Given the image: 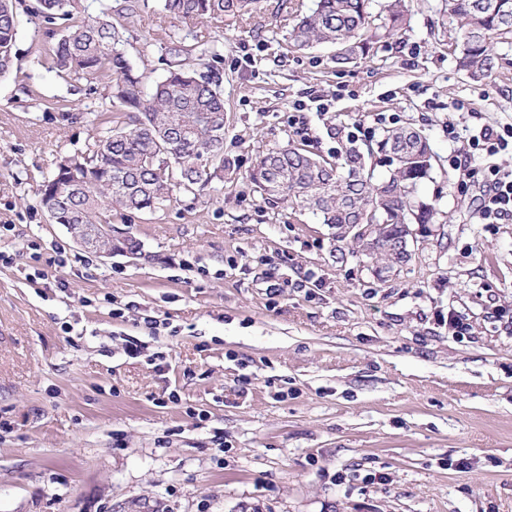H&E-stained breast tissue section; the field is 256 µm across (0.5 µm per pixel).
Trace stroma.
I'll return each mask as SVG.
<instances>
[{
	"instance_id": "1",
	"label": "stroma",
	"mask_w": 512,
	"mask_h": 512,
	"mask_svg": "<svg viewBox=\"0 0 512 512\" xmlns=\"http://www.w3.org/2000/svg\"><path fill=\"white\" fill-rule=\"evenodd\" d=\"M312 5L187 27L145 0L125 19L148 89L164 35L209 43L237 167L113 210L135 261L78 249L39 203L115 114L104 83L56 75L55 36L19 12L0 76V512H512V220L479 223L481 179L459 166L481 126L512 124V44L470 78L455 31L437 34L442 0H408L404 30L341 67L289 43ZM317 95L333 106L301 136L293 105ZM398 126L435 154L419 188L435 211L388 274L246 178L290 143L384 176L375 146Z\"/></svg>"
}]
</instances>
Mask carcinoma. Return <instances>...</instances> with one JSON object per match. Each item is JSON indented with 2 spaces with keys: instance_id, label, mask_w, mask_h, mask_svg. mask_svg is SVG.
Wrapping results in <instances>:
<instances>
[{
  "instance_id": "carcinoma-1",
  "label": "carcinoma",
  "mask_w": 512,
  "mask_h": 512,
  "mask_svg": "<svg viewBox=\"0 0 512 512\" xmlns=\"http://www.w3.org/2000/svg\"><path fill=\"white\" fill-rule=\"evenodd\" d=\"M80 0H35L26 10L47 25H64L52 49L61 78L97 83L108 79V98L128 114L86 150L61 157L51 179L40 185L43 207L69 224H96L107 205L153 210L177 190L202 189L217 173L232 172L224 158V94L219 78L184 67L190 55L204 61L208 43L165 42L166 73L151 93L122 49L126 28L108 11L76 21ZM165 16L192 25L203 19L252 14L259 0H162ZM369 0H315L295 20L291 37L302 50L314 43L340 44L348 53L338 65L366 58L373 39L397 34L407 24L405 0H391L383 33L367 34ZM442 25L453 24L461 41L460 70L474 78L490 75L499 63L497 45L512 40V0H443ZM17 0H0V74L13 67ZM378 149L391 166L373 180L360 156L346 158V170L308 150L287 146L268 152L249 172L258 191L320 214L322 223L375 224L382 243L400 237L408 224H427L432 208L418 200V185L429 177L433 153L424 135L409 128L387 131Z\"/></svg>"
}]
</instances>
